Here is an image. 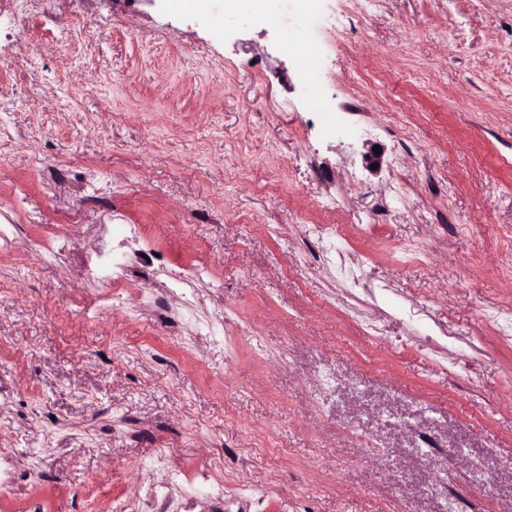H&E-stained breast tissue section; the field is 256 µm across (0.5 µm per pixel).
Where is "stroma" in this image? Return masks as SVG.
Segmentation results:
<instances>
[{
	"mask_svg": "<svg viewBox=\"0 0 512 512\" xmlns=\"http://www.w3.org/2000/svg\"><path fill=\"white\" fill-rule=\"evenodd\" d=\"M224 2L0 8V512H512V0Z\"/></svg>",
	"mask_w": 512,
	"mask_h": 512,
	"instance_id": "stroma-1",
	"label": "stroma"
}]
</instances>
